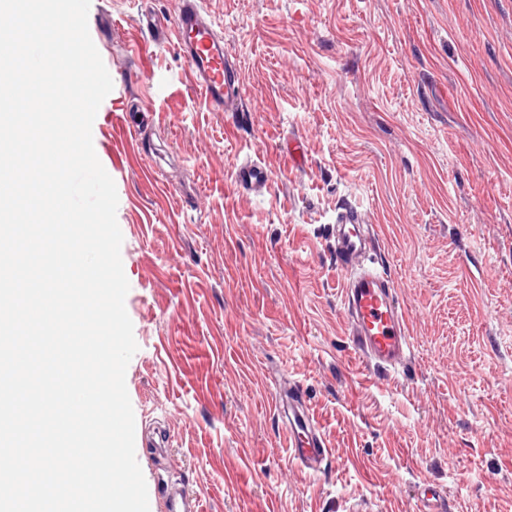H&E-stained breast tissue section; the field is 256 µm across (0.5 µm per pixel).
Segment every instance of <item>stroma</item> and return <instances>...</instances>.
<instances>
[{"instance_id":"1","label":"stroma","mask_w":512,"mask_h":512,"mask_svg":"<svg viewBox=\"0 0 512 512\" xmlns=\"http://www.w3.org/2000/svg\"><path fill=\"white\" fill-rule=\"evenodd\" d=\"M176 8L88 14L113 80L92 135L119 199L150 512L163 479L201 512H413L426 480L448 512H512V0H205L239 112L207 110L143 30ZM248 159L271 172L255 194L235 183ZM344 205L373 225L413 336L384 382L346 332ZM294 384L333 450L317 474L281 439Z\"/></svg>"}]
</instances>
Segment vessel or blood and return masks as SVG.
I'll return each mask as SVG.
<instances>
[{
	"mask_svg": "<svg viewBox=\"0 0 512 512\" xmlns=\"http://www.w3.org/2000/svg\"><path fill=\"white\" fill-rule=\"evenodd\" d=\"M166 38L183 56L205 104L214 111L236 110L242 97L241 77L202 0H178ZM269 180L270 173L260 162L245 161L236 167V183L243 192L261 189ZM332 251L337 266L348 275L343 302L354 351L366 366L383 375L403 367L412 345L409 325L379 257L378 243L357 209L345 207L337 212ZM276 410L285 420V437L293 457L303 470L320 471L331 450L302 391L277 399ZM160 498L164 512H199L197 498L176 497L167 491ZM417 512H445L444 494L437 485L424 484Z\"/></svg>",
	"mask_w": 512,
	"mask_h": 512,
	"instance_id": "obj_1",
	"label": "vessel or blood"
}]
</instances>
